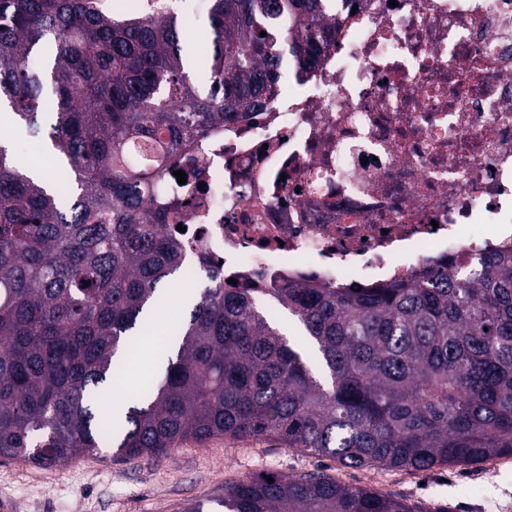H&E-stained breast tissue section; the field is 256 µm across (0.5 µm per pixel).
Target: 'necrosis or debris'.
<instances>
[{"label": "necrosis or debris", "instance_id": "necrosis-or-debris-1", "mask_svg": "<svg viewBox=\"0 0 512 512\" xmlns=\"http://www.w3.org/2000/svg\"><path fill=\"white\" fill-rule=\"evenodd\" d=\"M150 190L238 283L369 288L512 249V0H343L312 67L210 128Z\"/></svg>", "mask_w": 512, "mask_h": 512}]
</instances>
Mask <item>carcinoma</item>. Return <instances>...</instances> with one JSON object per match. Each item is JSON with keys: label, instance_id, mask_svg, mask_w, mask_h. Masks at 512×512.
<instances>
[{"label": "carcinoma", "instance_id": "obj_1", "mask_svg": "<svg viewBox=\"0 0 512 512\" xmlns=\"http://www.w3.org/2000/svg\"><path fill=\"white\" fill-rule=\"evenodd\" d=\"M335 5L209 0L202 44L170 9L118 20L96 0H0V104L54 168L39 175L0 142V458L52 467L114 448L157 460L215 436L273 438L355 469L512 457V254L495 251L472 273L436 264L378 288H235L206 269L161 377L122 415L100 413L180 273L150 182L180 143L263 106L281 66H308ZM164 136L132 166L135 146ZM184 512L415 510L272 472Z\"/></svg>", "mask_w": 512, "mask_h": 512}]
</instances>
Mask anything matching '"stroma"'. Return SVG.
I'll return each instance as SVG.
<instances>
[{"instance_id":"1","label":"stroma","mask_w":512,"mask_h":512,"mask_svg":"<svg viewBox=\"0 0 512 512\" xmlns=\"http://www.w3.org/2000/svg\"><path fill=\"white\" fill-rule=\"evenodd\" d=\"M113 17L148 16L173 10L187 29L200 30L207 0H100ZM298 477L321 473L341 484L403 499L413 507L442 506L449 512H512V457L466 469L427 472L347 468L271 439L219 436L187 443L168 459H126L114 450L50 468L0 459V502L11 512H180L196 501L224 494L225 486L265 473Z\"/></svg>"}]
</instances>
